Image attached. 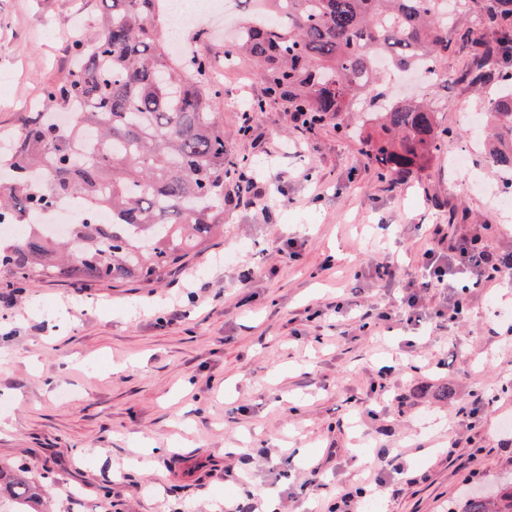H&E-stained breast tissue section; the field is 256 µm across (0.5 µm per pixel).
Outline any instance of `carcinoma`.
<instances>
[{
    "instance_id": "1",
    "label": "carcinoma",
    "mask_w": 512,
    "mask_h": 512,
    "mask_svg": "<svg viewBox=\"0 0 512 512\" xmlns=\"http://www.w3.org/2000/svg\"><path fill=\"white\" fill-rule=\"evenodd\" d=\"M166 0H102L90 36L75 46L77 65L47 98L75 111L66 130L39 118L20 130L8 156L16 171L0 182V217L28 230L0 237V276L18 283H159L214 237L224 235V184L257 166L229 159L215 110L223 94L208 79L206 57L174 55L156 25ZM445 0H262L272 22L238 34L227 66L244 56L262 69V112L277 104L303 114L309 132L341 112L365 110L346 128L383 176L402 179L442 150L448 128L427 99H395L381 87L374 58L414 69L424 58L445 69L457 44L443 16ZM493 38L474 41L478 66L469 82L490 97L488 162L512 190V0H464ZM78 197L88 217L66 237L30 218ZM105 208L120 223L96 220ZM41 512L46 491L21 469L0 464V495ZM448 512H512V482L465 495Z\"/></svg>"
}]
</instances>
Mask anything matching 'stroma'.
<instances>
[{
	"instance_id": "1",
	"label": "stroma",
	"mask_w": 512,
	"mask_h": 512,
	"mask_svg": "<svg viewBox=\"0 0 512 512\" xmlns=\"http://www.w3.org/2000/svg\"><path fill=\"white\" fill-rule=\"evenodd\" d=\"M252 7L238 0L184 41L213 59L226 153L259 160V196L225 189L223 237L162 283L43 281L0 303V419L13 425L0 461L36 477L53 512H211L246 497L266 512L261 487L277 489L282 512H323L353 478L356 448L368 471L395 450L407 464L389 477L390 501L356 512H447L466 489L512 480V392L501 390L512 334L499 328L512 282L471 289L464 322L422 330L365 328L329 309L353 288L364 308L394 306L421 276L429 224L452 237L477 229L491 252L512 251V212L469 187L476 172L495 180L457 107H487L466 78L471 47L448 57L447 145L418 175L384 179L355 140L331 125L304 133L277 106L241 135L263 82L254 62L225 67L220 49ZM101 12L100 0H0V73L12 77L0 84L1 139L54 111L45 91ZM291 239L301 256L286 262L276 248ZM383 260L397 267L389 285L374 271ZM242 262L258 269L245 288ZM486 392L498 399L481 428L449 448V428Z\"/></svg>"
}]
</instances>
